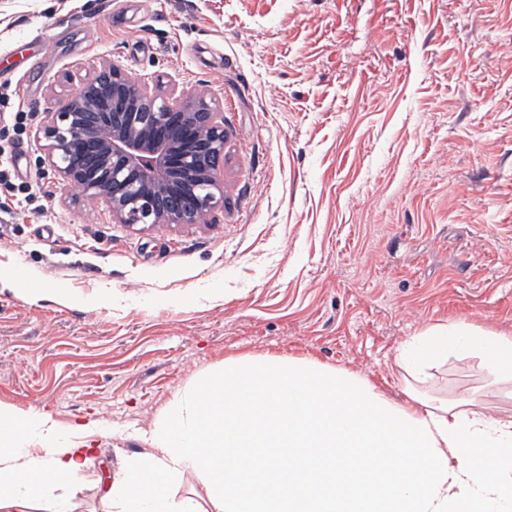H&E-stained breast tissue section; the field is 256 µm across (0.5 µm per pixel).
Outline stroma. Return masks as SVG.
<instances>
[{
  "instance_id": "35a3bbf8",
  "label": "stroma",
  "mask_w": 512,
  "mask_h": 512,
  "mask_svg": "<svg viewBox=\"0 0 512 512\" xmlns=\"http://www.w3.org/2000/svg\"><path fill=\"white\" fill-rule=\"evenodd\" d=\"M105 59L219 103L208 223L132 230L43 164L60 74ZM6 157L37 191L0 212V405L105 424L72 512H102L100 479L226 358L309 357L401 402L418 330L512 332V0H0ZM437 390L512 415L474 360Z\"/></svg>"
}]
</instances>
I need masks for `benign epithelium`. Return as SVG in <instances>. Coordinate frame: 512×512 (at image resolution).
<instances>
[{
  "label": "benign epithelium",
  "instance_id": "benign-epithelium-1",
  "mask_svg": "<svg viewBox=\"0 0 512 512\" xmlns=\"http://www.w3.org/2000/svg\"><path fill=\"white\" fill-rule=\"evenodd\" d=\"M62 79L76 88L34 136L64 188L104 201L139 230L192 226L224 206V113L207 95L163 93L110 61Z\"/></svg>",
  "mask_w": 512,
  "mask_h": 512
}]
</instances>
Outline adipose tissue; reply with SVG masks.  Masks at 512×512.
Here are the masks:
<instances>
[{
	"instance_id": "ef3b65f1",
	"label": "adipose tissue",
	"mask_w": 512,
	"mask_h": 512,
	"mask_svg": "<svg viewBox=\"0 0 512 512\" xmlns=\"http://www.w3.org/2000/svg\"><path fill=\"white\" fill-rule=\"evenodd\" d=\"M457 355L512 394V335L465 320L397 347L402 403L307 358L225 359L174 397L100 498L111 512H512V416L428 392ZM102 431L0 408V512H71ZM188 478L201 498L174 499Z\"/></svg>"
}]
</instances>
